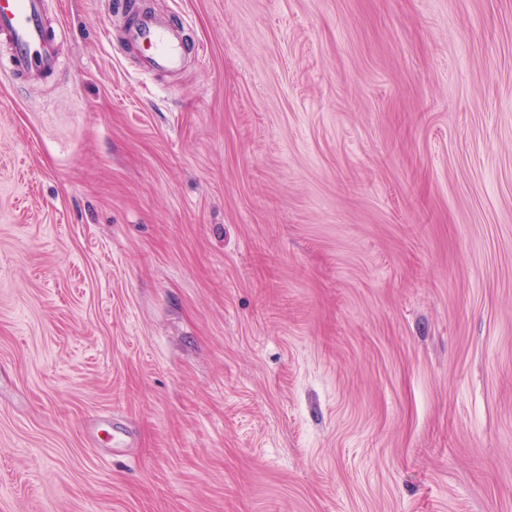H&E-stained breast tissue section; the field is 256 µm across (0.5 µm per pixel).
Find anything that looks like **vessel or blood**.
I'll list each match as a JSON object with an SVG mask.
<instances>
[{"instance_id":"1","label":"vessel or blood","mask_w":512,"mask_h":512,"mask_svg":"<svg viewBox=\"0 0 512 512\" xmlns=\"http://www.w3.org/2000/svg\"><path fill=\"white\" fill-rule=\"evenodd\" d=\"M46 10L47 0H0V47L6 50L12 76L28 83L61 63L58 37L47 26ZM182 26L180 18L159 20L146 11L125 27L123 45L137 52L142 74H172L182 68Z\"/></svg>"}]
</instances>
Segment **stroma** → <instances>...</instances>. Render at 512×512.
Segmentation results:
<instances>
[{
	"label": "stroma",
	"instance_id": "35a3bbf8",
	"mask_svg": "<svg viewBox=\"0 0 512 512\" xmlns=\"http://www.w3.org/2000/svg\"><path fill=\"white\" fill-rule=\"evenodd\" d=\"M142 3L0 72V512H512V0ZM182 27L180 18L158 20L146 11L124 26L123 46L137 52L142 74H173L182 68L186 56Z\"/></svg>",
	"mask_w": 512,
	"mask_h": 512
}]
</instances>
